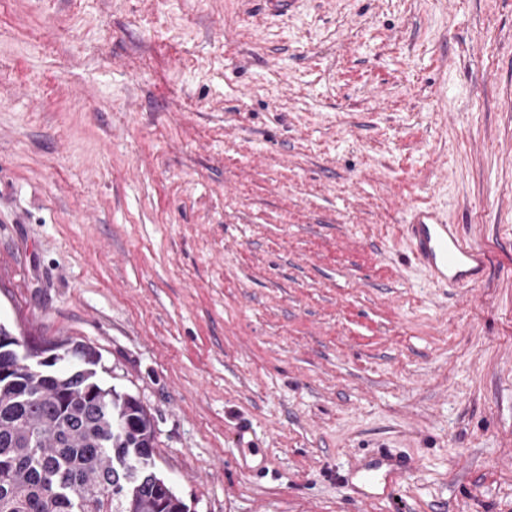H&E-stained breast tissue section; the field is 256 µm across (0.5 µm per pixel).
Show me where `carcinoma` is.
I'll list each match as a JSON object with an SVG mask.
<instances>
[{
  "mask_svg": "<svg viewBox=\"0 0 512 512\" xmlns=\"http://www.w3.org/2000/svg\"><path fill=\"white\" fill-rule=\"evenodd\" d=\"M0 324V368L13 365ZM0 378V512H188L156 471L152 418L82 347Z\"/></svg>",
  "mask_w": 512,
  "mask_h": 512,
  "instance_id": "obj_1",
  "label": "carcinoma"
}]
</instances>
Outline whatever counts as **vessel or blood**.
I'll return each mask as SVG.
<instances>
[{"label": "vessel or blood", "instance_id": "1", "mask_svg": "<svg viewBox=\"0 0 512 512\" xmlns=\"http://www.w3.org/2000/svg\"><path fill=\"white\" fill-rule=\"evenodd\" d=\"M405 232L415 259L426 269L435 286L466 288L487 278L488 254L432 209H410ZM409 470V464L401 457L386 449L379 451L357 470L360 496L392 495Z\"/></svg>", "mask_w": 512, "mask_h": 512}]
</instances>
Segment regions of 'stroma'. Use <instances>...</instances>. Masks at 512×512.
<instances>
[{"label":"stroma","mask_w":512,"mask_h":512,"mask_svg":"<svg viewBox=\"0 0 512 512\" xmlns=\"http://www.w3.org/2000/svg\"><path fill=\"white\" fill-rule=\"evenodd\" d=\"M0 323L95 349L189 512H512V0H0ZM381 448L394 504L338 483ZM405 232L415 259L426 269L435 286L466 288L487 278L488 254L432 209H410Z\"/></svg>","instance_id":"stroma-1"}]
</instances>
